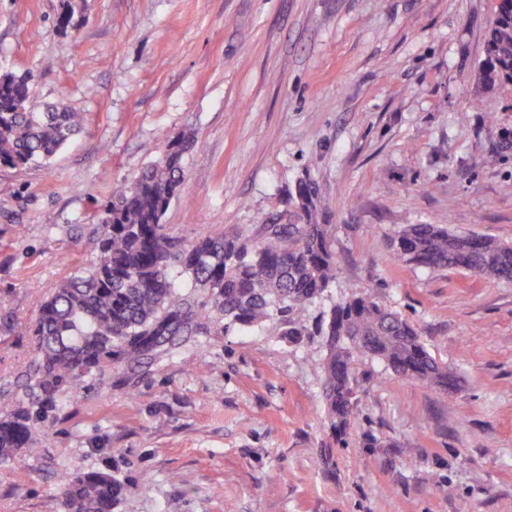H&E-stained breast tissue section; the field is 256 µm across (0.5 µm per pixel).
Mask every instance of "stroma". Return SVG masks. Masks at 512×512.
Listing matches in <instances>:
<instances>
[{
    "mask_svg": "<svg viewBox=\"0 0 512 512\" xmlns=\"http://www.w3.org/2000/svg\"><path fill=\"white\" fill-rule=\"evenodd\" d=\"M495 7L0 0V74L31 72L38 101L86 116L49 164L0 166L1 390L19 392L33 352L14 322L96 262L100 205L181 134L194 145L169 233L298 223L295 189L312 180L337 274L307 321L366 293L459 379L446 395L361 358L358 419L339 440L311 366L320 339L291 344L269 324L204 336L66 389L48 437L0 465V512H63L76 459L125 481L116 512H512V280L388 250L409 224L512 243V83L477 80Z\"/></svg>",
    "mask_w": 512,
    "mask_h": 512,
    "instance_id": "1",
    "label": "stroma"
}]
</instances>
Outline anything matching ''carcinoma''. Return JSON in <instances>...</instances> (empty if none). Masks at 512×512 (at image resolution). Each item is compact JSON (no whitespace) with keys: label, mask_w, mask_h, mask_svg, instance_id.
<instances>
[{"label":"carcinoma","mask_w":512,"mask_h":512,"mask_svg":"<svg viewBox=\"0 0 512 512\" xmlns=\"http://www.w3.org/2000/svg\"><path fill=\"white\" fill-rule=\"evenodd\" d=\"M480 79L512 82V13L489 23ZM32 74H0V165L45 164L83 129L84 113L41 110L30 95ZM191 146L172 137L165 154L125 181L100 209L99 259L63 279L45 297L35 320L17 325L32 338L25 396L0 401V464L8 465L46 435L45 423L63 408L60 395L120 365L140 366L167 348L209 336L217 327L250 329L273 323L294 343L325 339L320 372L327 415L337 438L358 418L352 365L358 357L446 394L458 382L414 325L355 293L322 315L316 329L302 319L336 280V260L313 185L301 182L295 202L300 224H268L263 235L209 232L187 244L166 232L163 217L184 179ZM396 260L428 269L456 268L512 279V245L458 235L436 224H411L389 239ZM124 493L112 473L89 471L80 460L61 486L68 512H114Z\"/></svg>","instance_id":"1"}]
</instances>
